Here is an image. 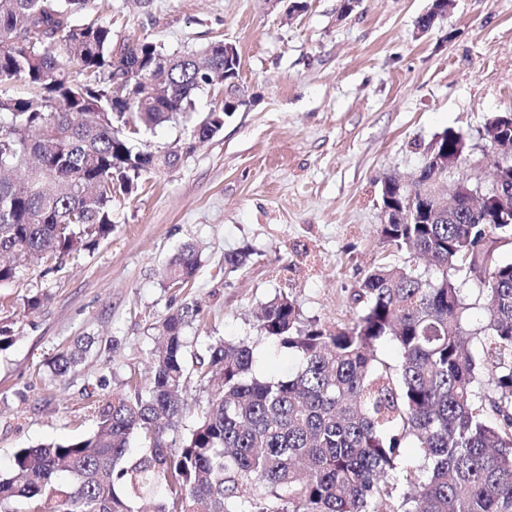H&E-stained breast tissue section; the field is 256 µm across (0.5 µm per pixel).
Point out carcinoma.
<instances>
[{
    "instance_id": "carcinoma-1",
    "label": "carcinoma",
    "mask_w": 512,
    "mask_h": 512,
    "mask_svg": "<svg viewBox=\"0 0 512 512\" xmlns=\"http://www.w3.org/2000/svg\"><path fill=\"white\" fill-rule=\"evenodd\" d=\"M87 2L0 0V284L108 236L112 205L143 174L175 167L224 129L215 104L188 146L137 147L141 130L189 119L195 97L221 87L224 48L171 55L143 38L116 49L111 26L75 22ZM17 82L26 94L9 93ZM464 143L448 129L438 147L467 187ZM500 177L490 214L511 219L512 166ZM457 196L455 216L381 225L383 244L429 259L433 272L372 269L342 326L302 325L296 302L278 294L257 310L256 336L218 338L191 361L184 330L198 308L167 315L152 372L103 400L90 437L14 454L0 474V512L20 498L35 512H170V500L176 512H512V261L485 266L486 243L512 237V223L492 224ZM199 265L198 248L182 246L168 287H187ZM460 268L482 271L477 327L451 275ZM262 340L292 356L283 374L253 373ZM387 341L400 353L394 366L376 354ZM89 347L80 339L59 352L51 374L66 376ZM192 375L209 397L183 433ZM409 445L430 476L394 502L387 478Z\"/></svg>"
}]
</instances>
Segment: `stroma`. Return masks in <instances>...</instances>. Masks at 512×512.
<instances>
[{
  "mask_svg": "<svg viewBox=\"0 0 512 512\" xmlns=\"http://www.w3.org/2000/svg\"><path fill=\"white\" fill-rule=\"evenodd\" d=\"M93 0L78 22L111 25L114 44L148 38L168 52L234 43L238 106L224 129L173 170L143 176L112 211V231L89 249L42 261L0 285V471L44 442L88 437L102 399L150 369L163 318L183 304L190 351L256 333L276 294L302 321L333 327L350 295L382 264H417L380 240L386 178L418 175L428 147L451 129L468 144L462 174L489 187L497 158L485 123L512 113V0H455L425 36L429 0ZM187 242L201 251L192 287L164 269ZM244 251L231 270L225 254ZM45 295L38 311L27 308ZM93 346L61 380L47 362L81 337Z\"/></svg>",
  "mask_w": 512,
  "mask_h": 512,
  "instance_id": "stroma-1",
  "label": "stroma"
}]
</instances>
